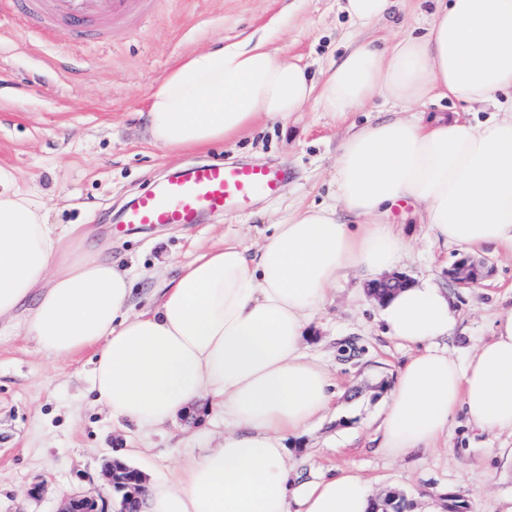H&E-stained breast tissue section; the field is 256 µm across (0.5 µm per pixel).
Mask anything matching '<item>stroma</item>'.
Segmentation results:
<instances>
[{
	"instance_id": "obj_1",
	"label": "stroma",
	"mask_w": 512,
	"mask_h": 512,
	"mask_svg": "<svg viewBox=\"0 0 512 512\" xmlns=\"http://www.w3.org/2000/svg\"><path fill=\"white\" fill-rule=\"evenodd\" d=\"M431 10L430 0H400L393 19L366 36L388 42L406 31L422 34ZM350 27L339 0H150L103 38L73 45L33 32L0 0V171L29 193L48 223L85 225L93 252L132 269L138 296H151L207 249L226 240L256 249L296 206L333 203L341 140L351 123L381 110L371 104L343 120L310 105L286 121L259 119L239 138L169 155L145 141L153 94L189 55L265 33L282 57L320 68L345 54ZM214 161L283 167L290 177L276 197L255 199L243 211L115 232L124 208L155 181ZM394 221L414 243L398 271L447 289L459 321L445 345L466 359L489 338L496 313L512 306V257L435 242L410 209ZM469 256L484 262L485 275L465 288L448 271ZM307 349L341 393L320 422L287 440L296 489L349 468L376 492L400 491L416 508L445 498L462 502L461 512H497L499 498L512 496L511 433H483L458 416L447 448L400 459L379 451L388 388L409 350L385 335L355 273L316 314ZM90 360L87 352L50 359L21 329L0 332V512H58L78 489L96 492L117 512L103 474L108 461L124 458L162 480L183 457L223 437L224 418L213 407L143 429L117 422L93 402ZM36 485L41 495L30 496Z\"/></svg>"
}]
</instances>
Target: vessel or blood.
Wrapping results in <instances>:
<instances>
[{
	"instance_id": "b4317fda",
	"label": "vessel or blood",
	"mask_w": 512,
	"mask_h": 512,
	"mask_svg": "<svg viewBox=\"0 0 512 512\" xmlns=\"http://www.w3.org/2000/svg\"><path fill=\"white\" fill-rule=\"evenodd\" d=\"M135 0H14L28 27L54 31L63 39L107 33ZM288 179L284 169L257 164L206 162L158 182L124 214L125 229L153 224L190 225L200 216L246 209L258 197L277 195Z\"/></svg>"
}]
</instances>
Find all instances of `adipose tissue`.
<instances>
[{"label": "adipose tissue", "mask_w": 512, "mask_h": 512, "mask_svg": "<svg viewBox=\"0 0 512 512\" xmlns=\"http://www.w3.org/2000/svg\"><path fill=\"white\" fill-rule=\"evenodd\" d=\"M397 3L345 0L355 24L347 51L316 76L280 59L268 35L190 56L151 98L150 144L202 149L262 117L311 104L343 116L379 98L436 96L493 117L394 115L357 127L336 155L338 206L293 209L255 252L230 241L209 249L143 310L130 270L90 254L80 225L47 223L0 177V328L23 329L53 359L93 351L95 403L136 427L207 399L224 413L217 446L144 483V512H374L372 489L346 468L291 488L285 441L336 398L330 373L306 353L315 314L345 271L371 282L396 268L410 241L386 218L401 201L435 241L512 255V0H434L424 35L364 40ZM377 306L388 336L410 350L378 426L387 455L436 448L459 414L473 429L512 432V307L461 363L439 345L457 311L430 280Z\"/></svg>", "instance_id": "adipose-tissue-1"}]
</instances>
